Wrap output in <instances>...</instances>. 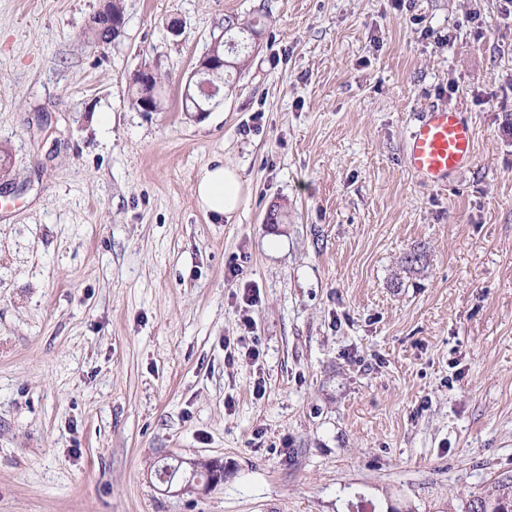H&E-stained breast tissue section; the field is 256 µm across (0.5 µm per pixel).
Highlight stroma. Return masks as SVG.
Returning <instances> with one entry per match:
<instances>
[{
	"instance_id": "obj_1",
	"label": "stroma",
	"mask_w": 512,
	"mask_h": 512,
	"mask_svg": "<svg viewBox=\"0 0 512 512\" xmlns=\"http://www.w3.org/2000/svg\"><path fill=\"white\" fill-rule=\"evenodd\" d=\"M99 6L0 0V512H465L512 476V5L122 0L108 43ZM228 17L261 31L198 118ZM431 107L475 133L438 187ZM176 458L223 484L166 491ZM228 27V30H225ZM238 33L244 35L247 32L244 27L239 26V23L228 19L224 25V34L214 38L211 42L210 47L204 52L199 58L196 66L193 68L187 82L185 84L183 92V101H194L198 98L204 101L203 104L195 102V109L197 116L205 115L208 112L219 106L224 100V90L221 85L214 84L210 80H206L204 76H218L220 70H224V74L221 80L226 81L227 74H232L233 71H237L240 64L244 61L241 59V54L247 49L245 36H238ZM227 36V37H226ZM224 37V40H223ZM246 38V39H245ZM224 45V51L222 56L218 53L219 45ZM227 46V55L226 53ZM233 54L234 55H229ZM227 56V57H226ZM224 59L232 61L234 65L225 67ZM474 132L454 108L423 112L412 130L406 159L411 171L425 184L447 182L474 154ZM242 185L237 170L218 161L201 173L194 194L198 206L206 213L224 217L235 212L241 203ZM209 467H210V471H211V476L209 477V480L208 481H205L204 483H200L198 481H191V480H188L187 481H179V480H174V477L171 476V477H166V476H162V477H159L160 480H161V483L162 484H166V489H169L171 488L172 484L173 483H181L183 486L180 488L179 491H183L185 489H196L195 486H201L202 490H207L213 486H217L221 483L224 482V463L223 462H219L218 460H210V463H209Z\"/></svg>"
}]
</instances>
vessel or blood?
<instances>
[{"mask_svg": "<svg viewBox=\"0 0 512 512\" xmlns=\"http://www.w3.org/2000/svg\"><path fill=\"white\" fill-rule=\"evenodd\" d=\"M474 132L454 108L422 113L412 130L406 159L411 171L426 184L447 182L473 158Z\"/></svg>", "mask_w": 512, "mask_h": 512, "instance_id": "b4317fda", "label": "vessel or blood"}]
</instances>
